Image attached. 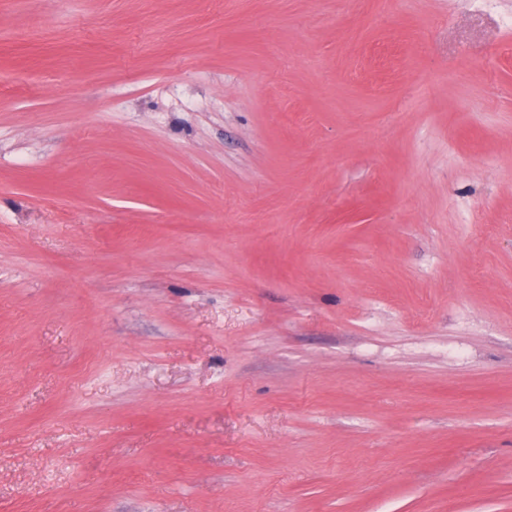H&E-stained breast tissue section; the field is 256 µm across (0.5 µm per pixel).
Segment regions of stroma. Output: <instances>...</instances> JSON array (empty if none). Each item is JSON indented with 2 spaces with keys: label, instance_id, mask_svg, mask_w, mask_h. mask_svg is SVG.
<instances>
[{
  "label": "stroma",
  "instance_id": "1",
  "mask_svg": "<svg viewBox=\"0 0 512 512\" xmlns=\"http://www.w3.org/2000/svg\"><path fill=\"white\" fill-rule=\"evenodd\" d=\"M512 0H0V512H512Z\"/></svg>",
  "mask_w": 512,
  "mask_h": 512
}]
</instances>
